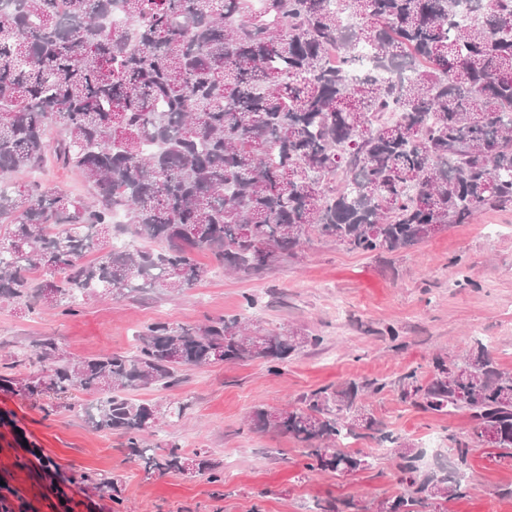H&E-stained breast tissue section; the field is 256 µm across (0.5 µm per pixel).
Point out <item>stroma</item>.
Masks as SVG:
<instances>
[{"label":"stroma","mask_w":512,"mask_h":512,"mask_svg":"<svg viewBox=\"0 0 512 512\" xmlns=\"http://www.w3.org/2000/svg\"><path fill=\"white\" fill-rule=\"evenodd\" d=\"M16 179H35L80 200L92 193L76 170L52 161ZM195 260L206 274L183 296L133 292L83 302L72 315H25L0 302V357L30 354L44 336L56 337L62 353L74 358L130 352L142 327L158 320L201 326L242 315L266 332L290 326L320 336L319 346L276 373L258 361L220 362L187 371L166 389L132 391V398L165 407L187 404L183 418L164 419L154 428L150 443L175 441L188 453L207 449L226 468L223 484L173 473L145 478L119 434L86 423L84 410L93 396L77 395L73 408L49 414L41 401L0 387V481L10 490L4 499L9 512H315L317 501L347 495L367 506L399 491L392 455H376L372 469L345 479L310 472L291 439L245 431L255 406L277 410L328 384L378 380L384 390L366 403L375 418L423 448L437 437L446 462L452 457L448 434L468 429L467 414L437 416L402 402L399 378L427 365L433 354L469 350L479 335L496 337L491 353L512 373V205L451 225L395 255L314 241L258 275L225 272L206 253ZM249 296L254 306L246 305ZM390 326L398 339L388 336ZM42 456L54 460L55 473L41 470ZM75 470L120 476V502L70 482ZM468 481L469 496L449 503L448 512H512V497L499 493L512 484V459L477 452Z\"/></svg>","instance_id":"stroma-1"}]
</instances>
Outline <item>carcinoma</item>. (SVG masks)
Instances as JSON below:
<instances>
[{"mask_svg": "<svg viewBox=\"0 0 512 512\" xmlns=\"http://www.w3.org/2000/svg\"><path fill=\"white\" fill-rule=\"evenodd\" d=\"M471 2L474 18L458 23L461 0H264L261 11L255 0H10L0 11V219L10 220L0 302L70 314L91 298L183 292L205 274L194 260L203 251L244 273L315 239L393 253L512 204V0ZM363 45L382 74L352 78ZM50 159L78 170L92 200L13 183ZM116 210L149 246L114 244ZM321 343L293 327L252 332L238 317L153 321L132 353L66 359L45 336L40 368L0 384L27 397L93 394L87 424L121 435L146 478L183 476L190 462L215 483L222 471L206 449L147 447L168 410L128 392L219 361L262 360L276 373ZM385 387L324 386L275 419L259 405L246 428L294 440L309 471L339 477L373 467L372 453L345 441L390 444L400 493L320 512H440L469 495L464 474L489 427L499 457L512 458V373L481 341L399 379L402 401L469 415L465 433L448 435V471L422 473V450L360 403ZM71 481L120 502L110 473Z\"/></svg>", "mask_w": 512, "mask_h": 512, "instance_id": "1", "label": "carcinoma"}]
</instances>
